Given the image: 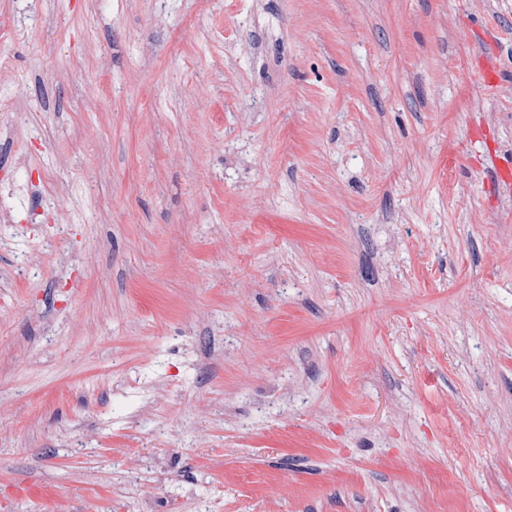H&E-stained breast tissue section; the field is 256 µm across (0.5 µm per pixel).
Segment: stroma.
<instances>
[{"label":"stroma","mask_w":512,"mask_h":512,"mask_svg":"<svg viewBox=\"0 0 512 512\" xmlns=\"http://www.w3.org/2000/svg\"><path fill=\"white\" fill-rule=\"evenodd\" d=\"M509 156L512 0H0V512H512Z\"/></svg>","instance_id":"obj_1"}]
</instances>
